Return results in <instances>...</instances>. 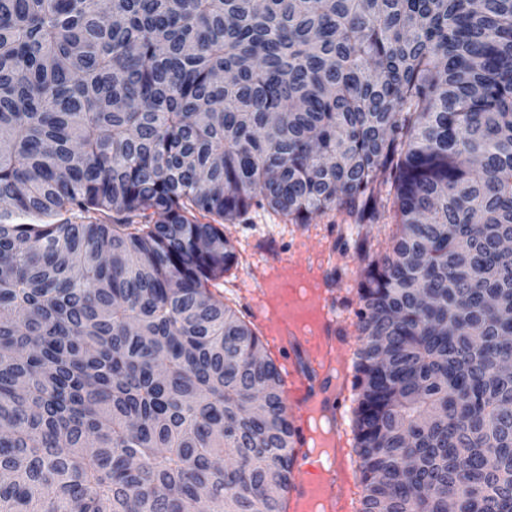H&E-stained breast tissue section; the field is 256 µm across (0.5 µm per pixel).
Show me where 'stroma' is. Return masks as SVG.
<instances>
[{
    "label": "stroma",
    "mask_w": 512,
    "mask_h": 512,
    "mask_svg": "<svg viewBox=\"0 0 512 512\" xmlns=\"http://www.w3.org/2000/svg\"><path fill=\"white\" fill-rule=\"evenodd\" d=\"M223 230L242 254L238 269L221 287L224 296L239 299L236 284L254 263L258 243L271 239L288 251L306 244L323 251L326 268L346 302L345 316L349 330L353 331L357 328L354 312L358 307L356 288L359 272L366 260L383 255L396 227L394 214L390 211L382 212L374 223L358 226L351 217L339 210L315 216L308 224H292L259 210L251 212L246 222L224 225ZM359 237L367 240V254H360L356 249L355 240Z\"/></svg>",
    "instance_id": "1"
}]
</instances>
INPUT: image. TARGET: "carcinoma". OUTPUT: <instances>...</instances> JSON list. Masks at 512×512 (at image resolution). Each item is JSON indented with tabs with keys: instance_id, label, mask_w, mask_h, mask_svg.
<instances>
[{
	"instance_id": "1",
	"label": "carcinoma",
	"mask_w": 512,
	"mask_h": 512,
	"mask_svg": "<svg viewBox=\"0 0 512 512\" xmlns=\"http://www.w3.org/2000/svg\"><path fill=\"white\" fill-rule=\"evenodd\" d=\"M0 512H287L220 225L391 204L358 512H512V0H0Z\"/></svg>"
}]
</instances>
